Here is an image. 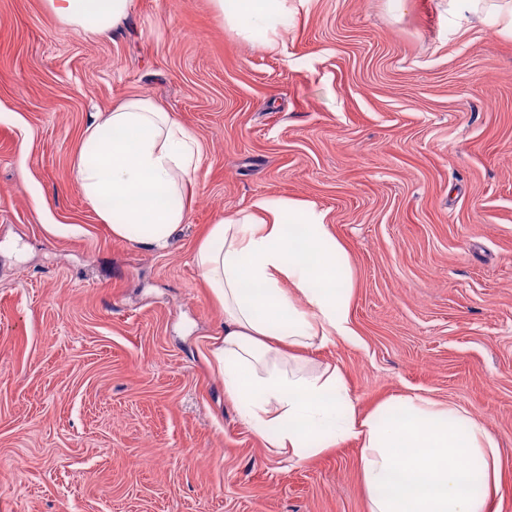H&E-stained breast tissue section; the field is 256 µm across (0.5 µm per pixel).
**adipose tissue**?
Returning a JSON list of instances; mask_svg holds the SVG:
<instances>
[{
  "label": "adipose tissue",
  "mask_w": 512,
  "mask_h": 512,
  "mask_svg": "<svg viewBox=\"0 0 512 512\" xmlns=\"http://www.w3.org/2000/svg\"><path fill=\"white\" fill-rule=\"evenodd\" d=\"M243 39L271 48L287 27L288 0H212ZM133 0H47L80 35L121 30ZM512 30V0H448ZM204 166L193 133L151 100L128 99L85 129L73 173L113 236L166 249L188 218ZM195 263L224 310L213 352L224 392L267 447L304 459L356 440L370 512H489L500 485L496 434L453 405L412 394L361 413L340 369L293 368L295 353L355 341L345 246L315 203L262 198L224 216Z\"/></svg>",
  "instance_id": "obj_1"
}]
</instances>
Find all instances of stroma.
<instances>
[{
	"instance_id": "stroma-1",
	"label": "stroma",
	"mask_w": 512,
	"mask_h": 512,
	"mask_svg": "<svg viewBox=\"0 0 512 512\" xmlns=\"http://www.w3.org/2000/svg\"><path fill=\"white\" fill-rule=\"evenodd\" d=\"M273 49L211 0H134L75 36L0 0V512H369L348 441L286 462L224 393L193 262L260 198L315 203L352 268L359 409L415 391L500 439L512 512V35L414 0H290ZM145 97L206 159L166 250L113 236L72 176L97 114Z\"/></svg>"
}]
</instances>
